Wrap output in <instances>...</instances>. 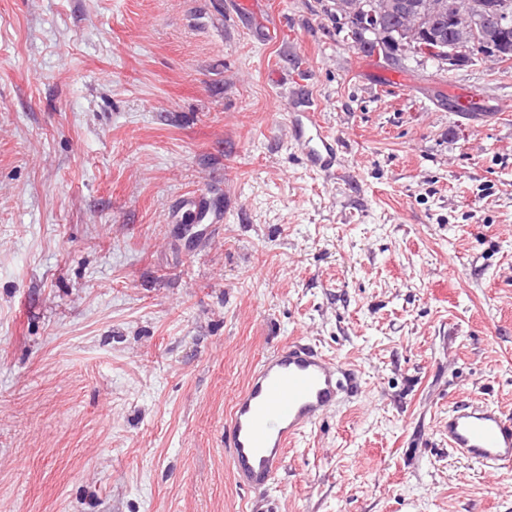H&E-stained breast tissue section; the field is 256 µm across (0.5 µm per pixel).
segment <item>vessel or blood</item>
Here are the masks:
<instances>
[{"instance_id": "b4317fda", "label": "vessel or blood", "mask_w": 512, "mask_h": 512, "mask_svg": "<svg viewBox=\"0 0 512 512\" xmlns=\"http://www.w3.org/2000/svg\"><path fill=\"white\" fill-rule=\"evenodd\" d=\"M310 166L329 170L336 146L324 134L301 144ZM355 372L316 346L293 341L267 353L235 395L224 424V448L241 489L261 493L260 512H279L267 492L289 446L347 398L358 396ZM448 446L495 470L512 471V419L486 403L448 411Z\"/></svg>"}]
</instances>
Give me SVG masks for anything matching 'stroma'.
Masks as SVG:
<instances>
[{"label": "stroma", "instance_id": "obj_1", "mask_svg": "<svg viewBox=\"0 0 512 512\" xmlns=\"http://www.w3.org/2000/svg\"><path fill=\"white\" fill-rule=\"evenodd\" d=\"M330 3L0 0V512H257L224 421L300 338L363 392L281 512H512L448 449L454 405L512 418V71L365 54ZM307 107L302 111L293 110V112L306 113L303 117L310 123L309 132L312 129L316 131V138L313 135H308L301 143L302 152L311 167L326 171L331 169L336 162V146L327 135L319 132V126L313 117L314 114H311L314 110L310 105Z\"/></svg>", "mask_w": 512, "mask_h": 512}]
</instances>
